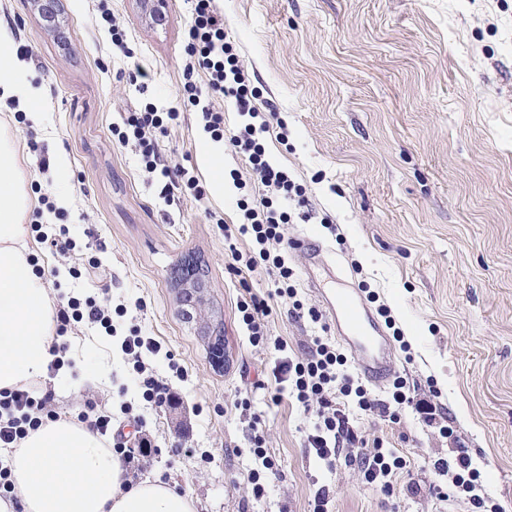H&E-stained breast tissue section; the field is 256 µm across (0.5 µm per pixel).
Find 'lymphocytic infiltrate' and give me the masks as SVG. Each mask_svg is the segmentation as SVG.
Returning <instances> with one entry per match:
<instances>
[{
	"instance_id": "obj_1",
	"label": "lymphocytic infiltrate",
	"mask_w": 512,
	"mask_h": 512,
	"mask_svg": "<svg viewBox=\"0 0 512 512\" xmlns=\"http://www.w3.org/2000/svg\"><path fill=\"white\" fill-rule=\"evenodd\" d=\"M185 51L180 88L184 103L196 108L198 119L212 140L228 141L230 146L247 154L256 181L268 192L261 208L245 209L244 221L238 231H225L224 238L229 242L228 267L235 272L242 267L251 271L260 265L268 266L274 276L275 295L290 299L295 311H306L312 322H320L319 311L305 307L298 300L297 291L290 283L293 270L288 264V254L279 248L290 219L286 206L290 203L303 206L305 189L265 155L262 141L269 125L258 119L259 112L251 103L257 90L251 87L232 44L225 40L224 17L214 7L213 0H193ZM227 97L234 98L237 111L246 119L244 126L232 131L227 130L224 123L222 101ZM180 118L177 108L162 112L149 104L143 110L129 113L122 125L113 128L112 134L120 145L135 146L145 172L160 173L171 185L188 190L198 198L202 192L196 177L185 168L162 164L155 146L157 134L167 133L170 127L178 125ZM237 233L251 234L255 250L242 254L232 243ZM238 310L251 346L271 345L280 351L273 372L271 400L277 403L283 397H291L301 405L304 413L312 415L313 421L305 439L307 448L313 450L327 468L345 462L359 471L368 486L384 495H392L391 476L394 471L405 468V459L394 450L382 447L381 443L367 444L352 425L350 412L355 409L398 418L400 408L412 401L406 380L396 377L390 397L379 398L362 383L347 356L340 353L327 337H314L308 354L294 359L285 356V343L272 339L267 332L266 319L271 308L264 298L253 293L241 297ZM161 348L155 338L135 332L120 342V349L131 361L133 370L144 377V401L156 409L168 403L169 385L162 379L145 376L143 358ZM49 400V395L38 394L31 388L0 390V446L16 447L29 431L42 425L51 415L47 408ZM233 406L248 423L250 452L262 465L261 471L253 472L251 476L252 496L258 502L265 493L261 472L273 469L274 462L265 448L261 416L252 409L251 390L238 393ZM433 468L450 475L455 487L468 492L473 512H482L485 499L476 493L479 472L473 467L467 449H457L453 459L435 461Z\"/></svg>"
}]
</instances>
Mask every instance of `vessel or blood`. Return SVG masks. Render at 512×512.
<instances>
[{
	"label": "vessel or blood",
	"instance_id": "vessel-or-blood-1",
	"mask_svg": "<svg viewBox=\"0 0 512 512\" xmlns=\"http://www.w3.org/2000/svg\"><path fill=\"white\" fill-rule=\"evenodd\" d=\"M326 305L338 332L356 355L361 375L373 382L389 378L395 365L388 338L375 323L357 289L348 285L337 289L327 298Z\"/></svg>",
	"mask_w": 512,
	"mask_h": 512
}]
</instances>
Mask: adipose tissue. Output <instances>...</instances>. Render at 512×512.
<instances>
[{
	"label": "adipose tissue",
	"instance_id": "1",
	"mask_svg": "<svg viewBox=\"0 0 512 512\" xmlns=\"http://www.w3.org/2000/svg\"><path fill=\"white\" fill-rule=\"evenodd\" d=\"M0 26V103L25 93L38 103L42 88L8 51ZM28 178L16 141L0 124V390L46 378L56 319L46 277L28 258ZM22 512H196L177 483L146 478L130 483L120 457L82 423L61 417L29 431L7 456Z\"/></svg>",
	"mask_w": 512,
	"mask_h": 512
}]
</instances>
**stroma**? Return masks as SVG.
I'll use <instances>...</instances> for the list:
<instances>
[{
	"label": "stroma",
	"instance_id": "35a3bbf8",
	"mask_svg": "<svg viewBox=\"0 0 512 512\" xmlns=\"http://www.w3.org/2000/svg\"><path fill=\"white\" fill-rule=\"evenodd\" d=\"M253 86L260 111L288 125L280 143L271 127L269 158L306 190L309 220L293 217L286 236L310 237L352 284H366L387 306L410 346L399 362L416 401L438 399L425 419L414 405L400 421L359 415L367 440L405 458L394 493L366 486L356 469H327L304 446L309 420L295 404L256 391L267 453L261 503L252 501L247 424L233 407L256 379L271 380L273 348H253L237 309L244 288L270 296L271 336L291 356L312 337H337L272 296L265 268L234 275L225 267L224 227L239 223L240 202L256 204L243 154L224 151L223 192L209 187L197 153L206 134L194 112L157 135L169 165L196 172L202 200L164 194L142 172L134 146L112 138L114 125L146 103L175 105L190 0H168L155 24L152 0H112L134 51L112 52L94 0H61L56 27L34 0H0V24L30 45L26 65L44 87L36 121L0 109L18 144L33 197L66 191L63 215L32 223L54 235L67 228L63 257L35 236L27 248L60 304L94 299L114 310L116 336L87 322L66 333L65 377L48 373L57 415L85 402L115 425L141 418L151 446L132 448L134 481L178 482L197 512H311L316 491L330 490L329 512H470L468 495L446 497L431 463L468 449L480 471L488 512H512V0H215ZM145 75L130 80L134 67ZM52 165L41 172V156ZM207 266L204 311L186 320L175 272L188 258ZM98 261L96 276L70 268ZM221 325L224 363L214 366L208 324ZM162 344L149 371L167 380L172 400L147 409L141 378L125 363L118 337L131 328ZM183 366L187 377H178ZM453 430L443 436L441 427Z\"/></svg>",
	"mask_w": 512,
	"mask_h": 512
}]
</instances>
